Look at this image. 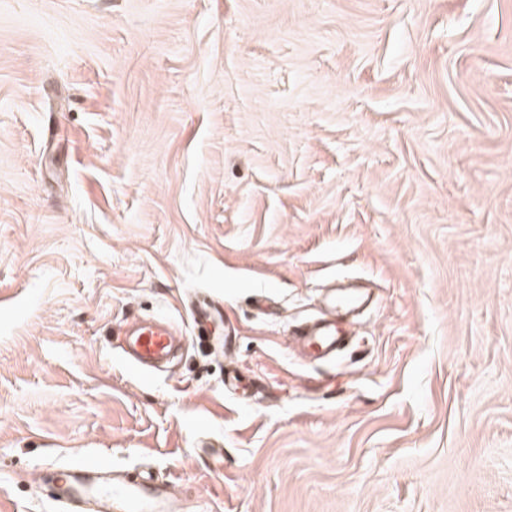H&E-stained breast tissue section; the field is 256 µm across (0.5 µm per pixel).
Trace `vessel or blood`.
<instances>
[{
  "instance_id": "1",
  "label": "vessel or blood",
  "mask_w": 512,
  "mask_h": 512,
  "mask_svg": "<svg viewBox=\"0 0 512 512\" xmlns=\"http://www.w3.org/2000/svg\"><path fill=\"white\" fill-rule=\"evenodd\" d=\"M292 342L301 355L335 353L342 333L335 319L326 318L294 328ZM176 347L171 327L144 323L123 337L121 352L137 370L168 358ZM56 499L65 512H181L170 486L141 474L126 478L112 466L80 461L53 472Z\"/></svg>"
}]
</instances>
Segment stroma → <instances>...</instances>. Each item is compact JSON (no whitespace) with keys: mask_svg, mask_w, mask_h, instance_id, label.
Listing matches in <instances>:
<instances>
[{"mask_svg":"<svg viewBox=\"0 0 512 512\" xmlns=\"http://www.w3.org/2000/svg\"><path fill=\"white\" fill-rule=\"evenodd\" d=\"M150 318L187 346L143 376ZM79 459L184 512H512V0H0V506ZM290 338L301 355L311 356L310 351L328 355L336 352L342 342V333L334 318H326L297 326ZM121 352L124 359L141 373L146 365L168 358L176 347V337L170 326L143 323L123 336Z\"/></svg>","mask_w":512,"mask_h":512,"instance_id":"obj_1","label":"stroma"}]
</instances>
